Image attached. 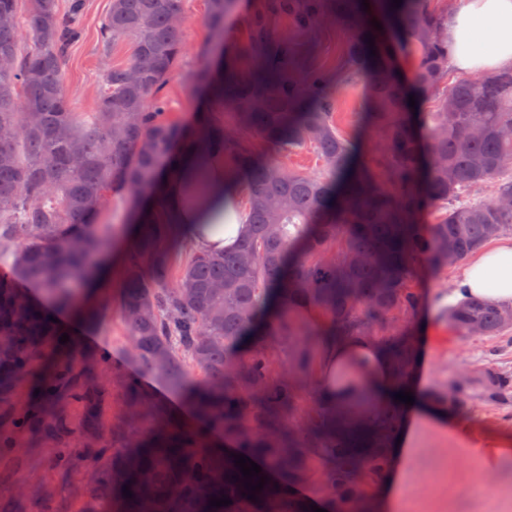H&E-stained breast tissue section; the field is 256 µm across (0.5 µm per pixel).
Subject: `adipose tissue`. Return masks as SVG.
Returning <instances> with one entry per match:
<instances>
[{"label":"adipose tissue","mask_w":512,"mask_h":512,"mask_svg":"<svg viewBox=\"0 0 512 512\" xmlns=\"http://www.w3.org/2000/svg\"><path fill=\"white\" fill-rule=\"evenodd\" d=\"M451 68L469 74L512 69V0H452L446 11ZM204 192H196L198 175ZM245 177L226 167L220 154L181 151L174 172L164 173L162 189L183 241L192 248L220 252L247 231L242 203ZM479 300L494 306L512 305V236L500 237L475 250L457 271L438 306L453 308ZM431 361L418 349L406 389L414 396L401 405L400 445L388 448L392 470L381 512H395L397 499L422 434L455 439L468 446L469 432L454 413L436 401L423 368ZM318 407L342 414L370 431L378 414L393 404L396 372L386 351L369 336L322 338L307 353Z\"/></svg>","instance_id":"adipose-tissue-1"}]
</instances>
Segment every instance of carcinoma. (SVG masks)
<instances>
[{
  "label": "carcinoma",
  "mask_w": 512,
  "mask_h": 512,
  "mask_svg": "<svg viewBox=\"0 0 512 512\" xmlns=\"http://www.w3.org/2000/svg\"><path fill=\"white\" fill-rule=\"evenodd\" d=\"M233 2L209 0L215 28H224ZM428 2L394 8L392 0H367L376 9L365 11L362 0H265L235 60L198 74L237 125L257 130L268 145L314 144L322 171L302 174L258 157L216 114L200 112L188 127L165 117L158 92L185 51L181 0H112L98 51L107 59L127 42L133 52L106 65L92 112L75 111L63 70L79 37L82 0H70L64 12L57 0H0V55L13 61L0 69V257L12 266V276H0V398L28 382L40 389L21 426L31 439L42 436L51 422L46 402L69 383L74 349L59 342L60 326L23 298L17 281L41 288L75 322L97 326L100 307L85 306L79 291L110 245L97 224L105 195L123 186L144 210L122 271L119 313L130 352L179 391L194 417L185 424L129 382L128 406L150 427L127 450L102 449L109 461L89 487L93 504L109 503L112 512H305L288 488L303 478L313 451L331 462L326 486L341 512H367L362 485L386 473L399 414L383 410L375 434L351 424L339 430L324 411L304 432L289 427L309 344L297 347L293 374L276 378L267 349L309 332L287 310L271 315L269 302L277 293L307 301L327 317L323 336L374 337L403 381L415 355L420 298L409 281L419 264L460 261L512 233V69L443 89L448 42ZM280 16L297 29L347 31L350 67L366 78V115L385 178L357 161V148L337 133L326 77L293 70V44L271 30ZM409 83L418 93L441 91L434 111H408ZM198 144L224 152V163L246 174L251 230L222 254L187 249L177 225L147 210L143 198L161 192L159 158ZM487 183L495 195L483 199ZM429 213L435 220L426 224ZM505 312L473 300L448 312V325L462 337L473 329L497 337L512 329ZM397 314L405 324L390 331ZM194 368L202 380L191 378ZM74 397L86 433L95 434L103 392L86 386ZM435 398L451 411L469 401L508 406L512 373H462ZM218 438L283 474L280 483L265 484L256 502L242 495L244 478L232 479L240 470ZM224 495L232 504L210 505Z\"/></svg>",
  "instance_id": "cac0c4a2"
}]
</instances>
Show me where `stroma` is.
Segmentation results:
<instances>
[{
	"label": "stroma",
	"mask_w": 512,
	"mask_h": 512,
	"mask_svg": "<svg viewBox=\"0 0 512 512\" xmlns=\"http://www.w3.org/2000/svg\"><path fill=\"white\" fill-rule=\"evenodd\" d=\"M254 0H236L224 22L215 31L208 18L207 0H182L186 19L185 53L163 84L159 96L169 121L192 123L206 97L196 75L217 63L245 32ZM111 0H86L77 24L81 39L64 61L66 84L77 111H93L101 80L97 50L98 30ZM301 66L318 70L332 81V120L337 132L361 146L362 158L374 171L382 163L374 148L376 134L366 122L365 79L352 76L347 64L348 36L334 25L293 34ZM241 136L263 158L274 157L290 170L316 173L322 160L314 144L269 148L253 130ZM119 289H112L100 323L93 329L69 326V340L77 352L72 371L75 387L85 384L88 358L102 359L99 372L105 381L106 399L99 411V430L88 437L82 430L83 412L74 401H64L58 414L67 429L40 438L34 445L0 454V498L13 501L17 512H87L88 488L105 460L103 448L123 449L128 439L143 431L147 423L126 416V386L135 381L152 400L181 407L179 394L170 391L155 375L145 372L129 355V346L119 314ZM434 355L431 386L444 387L460 373H478L488 368L512 372V331L490 338L457 336L445 315H438L428 329ZM459 421L468 424L479 447L500 449L495 472L479 484L473 466L451 448H422L412 461L397 512H512V417L494 403L467 405Z\"/></svg>",
	"instance_id": "1"
}]
</instances>
